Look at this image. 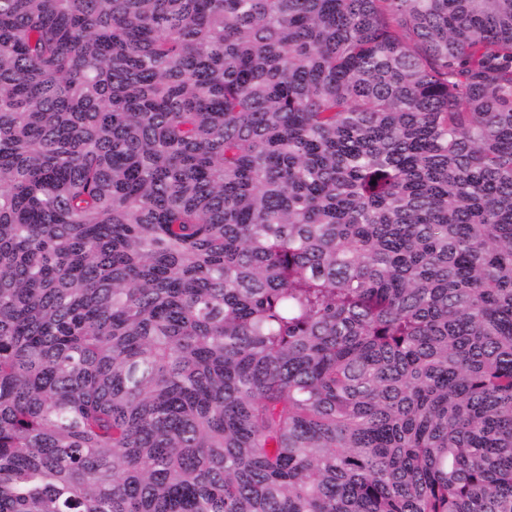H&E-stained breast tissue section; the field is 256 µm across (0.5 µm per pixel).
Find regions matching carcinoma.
Segmentation results:
<instances>
[{"instance_id":"cac0c4a2","label":"carcinoma","mask_w":512,"mask_h":512,"mask_svg":"<svg viewBox=\"0 0 512 512\" xmlns=\"http://www.w3.org/2000/svg\"><path fill=\"white\" fill-rule=\"evenodd\" d=\"M0 512H512V0H0Z\"/></svg>"}]
</instances>
